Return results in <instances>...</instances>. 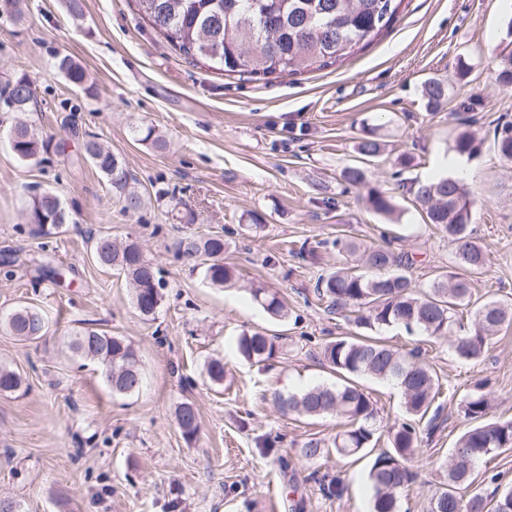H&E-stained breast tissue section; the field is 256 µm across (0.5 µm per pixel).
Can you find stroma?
Returning <instances> with one entry per match:
<instances>
[{"instance_id":"obj_1","label":"stroma","mask_w":512,"mask_h":512,"mask_svg":"<svg viewBox=\"0 0 512 512\" xmlns=\"http://www.w3.org/2000/svg\"><path fill=\"white\" fill-rule=\"evenodd\" d=\"M81 2L77 19L67 0H26L21 22L0 18V81L32 80L37 106L26 119L53 144L39 162L20 161L7 136L15 117L0 110V312L27 305L47 321L36 341L0 327V366L25 380L20 392L0 394V498L18 512H291L298 500L302 512H371L368 460L300 453L310 439L332 442L340 421L282 415L275 396L336 380L321 350L353 325L314 291L343 262L328 240L378 241L386 219L370 209L368 189L394 196V231L416 256V282L445 270L474 297L512 298V160L493 142L494 127L512 123V88L495 81L500 53L512 49V5L403 0L390 28L343 62L256 80L190 63L140 19L134 0ZM64 54L91 75L96 97L54 71ZM463 60L470 71L461 79ZM430 78L448 81V101L434 111L423 98ZM142 124L164 135L165 148L138 141ZM366 124L385 144L370 164L358 152ZM466 125L478 149L462 177L488 253L478 274L457 264L454 244L425 223L410 192L414 181L449 175ZM85 131L124 157L143 208L124 212L77 162ZM404 154L412 162L397 169ZM353 166L364 168L365 185L344 182ZM37 193L69 212L58 234L30 224ZM93 232L136 241L154 264L163 284L155 320L139 316L124 276L91 260ZM191 234L224 237L233 285H210L176 253ZM302 247L315 257L300 256ZM255 285L286 300V318L270 320L251 298ZM89 325L131 344L144 378L138 393L113 395L102 367L72 353L71 337ZM245 330L277 335L276 354L243 361L235 339ZM385 337L419 348L444 381L440 428L419 448L401 499V512H429L440 465L469 426L463 394L484 383L492 417L512 418V327L476 363L445 341L394 329ZM213 359L224 362L219 383L206 372ZM185 401L199 413L191 440L174 415ZM326 476L340 478L341 496L324 491Z\"/></svg>"}]
</instances>
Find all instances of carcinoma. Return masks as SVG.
<instances>
[{"mask_svg": "<svg viewBox=\"0 0 512 512\" xmlns=\"http://www.w3.org/2000/svg\"><path fill=\"white\" fill-rule=\"evenodd\" d=\"M140 18L167 44L193 63L231 74L255 78L296 74L311 68H327L357 49L368 46L394 21L402 0H135ZM54 69L73 87L89 97L96 96L85 69L68 55H59ZM497 81L512 86V51L502 55ZM26 75L0 84V101L10 112L33 111L36 97ZM427 106L436 109L448 98V82L430 78L423 86ZM138 140L158 149L165 141L155 128L143 125ZM12 149L21 161H32L47 152L50 143L24 122L10 129ZM475 137L459 132L453 150L474 151ZM500 156L512 160V124L494 131ZM84 161L103 177L126 212L140 208L142 198L133 186L134 177L120 154L97 139L82 144ZM358 152L375 159L383 152L376 132L368 129ZM426 223L457 245L456 258L471 272L487 265V254L473 236L472 200L464 184L448 176L419 182L413 189ZM371 209L390 216L397 210L394 198L382 191L368 193ZM30 223L47 233L70 223L59 200L48 193L32 198ZM394 239L366 246L347 234L330 242L338 254L348 257L343 266L321 276L315 291L328 302V310L353 313L356 328L350 336H338L322 348L323 361L336 373L333 386H315L288 398H278L284 414L303 417L334 415L343 429L336 433L333 449L317 439L308 440L302 454L318 458L330 451L342 458L367 455L378 442L377 409L356 379L371 377L391 381L400 388L406 417L387 427L389 449L373 459L368 478L373 491L372 512H400V499L413 473L406 465L419 448V424L426 421L433 432L442 407V380L437 371L420 359L416 351L404 352L386 344L379 333L397 328L407 334L419 333L435 341H450L456 356L478 360L490 342L512 326V302L472 300L469 283L446 271L427 283L411 278L415 258L393 246ZM93 261L101 268L117 270L132 287L139 316L155 319L163 301L162 285L155 268L139 245H117L109 236L89 237ZM177 251L201 260L204 279L216 286L235 281L231 267L224 264V239L219 236L182 238ZM253 299L273 318L287 314L285 302L264 288L251 291ZM0 325L10 334L26 340L44 335L43 314L19 306L0 314ZM236 350L247 362L260 364L277 352V337L263 331H244L237 336ZM70 348L77 355L100 363L108 387L115 394L131 395L134 376H142L131 345L119 336L93 327L75 332ZM24 384L14 370L0 367V393H13ZM461 409L470 427L460 436L444 462L445 478L431 496L429 512H512V487H497L489 494L476 492L467 497L461 490L476 480V463L512 448V419H493L488 395L477 384L461 399ZM177 421L185 438L196 437L198 413L190 402L177 409Z\"/></svg>", "mask_w": 512, "mask_h": 512, "instance_id": "cac0c4a2", "label": "carcinoma"}]
</instances>
